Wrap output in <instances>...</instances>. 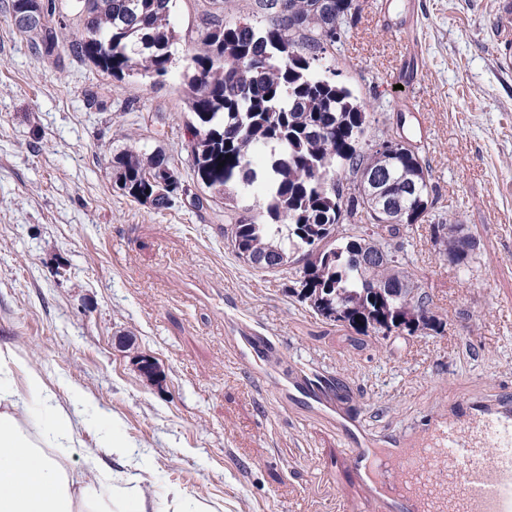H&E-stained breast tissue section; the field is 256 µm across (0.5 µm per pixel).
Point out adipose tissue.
I'll use <instances>...</instances> for the list:
<instances>
[{"label":"adipose tissue","instance_id":"adipose-tissue-1","mask_svg":"<svg viewBox=\"0 0 512 512\" xmlns=\"http://www.w3.org/2000/svg\"><path fill=\"white\" fill-rule=\"evenodd\" d=\"M20 365L11 350H0V512H186L179 491L157 507L139 479L103 464V447L131 459L123 438L104 435L99 448L84 450L82 468L73 469L65 451L78 442V420L39 372L27 371L24 389H17Z\"/></svg>","mask_w":512,"mask_h":512}]
</instances>
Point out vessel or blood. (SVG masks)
I'll list each match as a JSON object with an SVG mask.
<instances>
[{
    "label": "vessel or blood",
    "instance_id": "vessel-or-blood-1",
    "mask_svg": "<svg viewBox=\"0 0 512 512\" xmlns=\"http://www.w3.org/2000/svg\"><path fill=\"white\" fill-rule=\"evenodd\" d=\"M276 348L269 336L243 339L257 361ZM288 393L335 417L357 512H512V399L469 398L432 417L426 434L400 437L368 434L329 376L291 373Z\"/></svg>",
    "mask_w": 512,
    "mask_h": 512
}]
</instances>
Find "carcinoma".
I'll list each match as a JSON object with an SVG mask.
<instances>
[{
	"mask_svg": "<svg viewBox=\"0 0 512 512\" xmlns=\"http://www.w3.org/2000/svg\"><path fill=\"white\" fill-rule=\"evenodd\" d=\"M80 35L64 45L40 23L41 0H10L19 32L43 59L65 52L122 80L156 81L168 74L173 0H81ZM268 18L226 21L188 49L182 93L190 118L185 164L202 198L196 210L224 205V240L252 267L293 277L291 292L316 315L361 336L382 326L408 336L445 332L432 296L409 268L402 229L424 220L410 186L429 194L420 147L404 141L394 155L375 149L396 137L369 138L375 118L345 86L325 76L322 55L336 48L355 18V0H258ZM264 155L260 168L255 154ZM223 167H218L219 163ZM375 171L396 183L374 193L363 176ZM172 187L187 183L159 151L123 150L112 157L113 188L132 201L168 209ZM257 207L241 206L253 188ZM383 231H377L380 224ZM431 240L449 264H469L464 225L439 216Z\"/></svg>",
	"mask_w": 512,
	"mask_h": 512,
	"instance_id": "carcinoma-1",
	"label": "carcinoma"
}]
</instances>
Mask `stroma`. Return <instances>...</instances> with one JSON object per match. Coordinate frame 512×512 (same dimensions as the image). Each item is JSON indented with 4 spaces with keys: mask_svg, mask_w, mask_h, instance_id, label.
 Listing matches in <instances>:
<instances>
[{
    "mask_svg": "<svg viewBox=\"0 0 512 512\" xmlns=\"http://www.w3.org/2000/svg\"><path fill=\"white\" fill-rule=\"evenodd\" d=\"M357 3L321 66L378 128L425 148L431 215L403 236L446 323L438 336L358 340L291 296L287 275L238 258L222 209L157 210L113 190L112 156L129 145L185 159L184 52L225 16L263 22L257 0L226 13L174 0L180 40L160 83L38 58L0 0V347L74 405L73 468L112 427L156 502L175 486L214 512H337L358 493L337 475L335 428L278 389L291 366L333 375L344 411L376 436L512 396V0ZM440 214L476 239L474 263L439 257ZM255 326L281 347L265 380L239 353ZM143 353L160 377L139 372Z\"/></svg>",
    "mask_w": 512,
    "mask_h": 512,
    "instance_id": "stroma-1",
    "label": "stroma"
}]
</instances>
